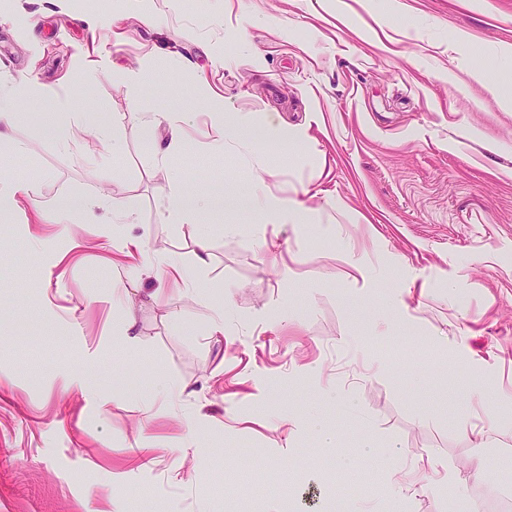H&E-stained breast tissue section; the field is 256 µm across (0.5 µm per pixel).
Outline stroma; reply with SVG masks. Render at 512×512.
Returning <instances> with one entry per match:
<instances>
[{
	"instance_id": "stroma-1",
	"label": "stroma",
	"mask_w": 512,
	"mask_h": 512,
	"mask_svg": "<svg viewBox=\"0 0 512 512\" xmlns=\"http://www.w3.org/2000/svg\"><path fill=\"white\" fill-rule=\"evenodd\" d=\"M1 12L14 21L0 24V85L25 74L93 112L65 152L45 108L21 106L8 134L22 150L0 154V174L49 209L95 205L64 232L28 212L0 219V512H264L270 499L337 512L349 485L373 512H449V466L477 512L512 490V62L495 56L512 48V0ZM137 104L194 112L182 145L146 136ZM237 120L248 143L213 147ZM178 177L203 194L260 186L311 221L267 231L272 267L250 230L261 214L161 221ZM127 199L124 234L212 297L149 301L158 271L113 263L104 224ZM120 287L138 322L130 354L113 339ZM412 467L423 480L402 509Z\"/></svg>"
}]
</instances>
